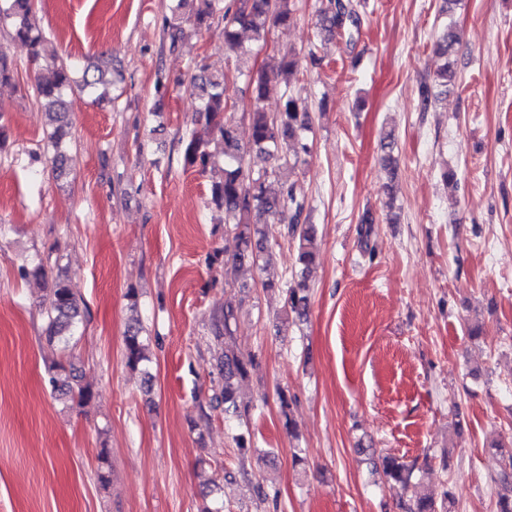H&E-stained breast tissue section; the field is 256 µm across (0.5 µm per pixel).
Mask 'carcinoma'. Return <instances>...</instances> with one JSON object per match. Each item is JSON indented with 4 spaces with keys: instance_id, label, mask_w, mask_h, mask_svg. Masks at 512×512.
I'll return each instance as SVG.
<instances>
[{
    "instance_id": "1",
    "label": "carcinoma",
    "mask_w": 512,
    "mask_h": 512,
    "mask_svg": "<svg viewBox=\"0 0 512 512\" xmlns=\"http://www.w3.org/2000/svg\"><path fill=\"white\" fill-rule=\"evenodd\" d=\"M188 0H176L171 7V17L165 19L164 33L170 48L175 50L183 39V29L177 22L180 10ZM194 20L197 27H207L217 17L224 20V50L241 58L247 50L241 41V32L251 34L254 42L267 43L270 28L286 27L293 22L294 0H193ZM361 4L355 0H328L318 15L317 29L320 41L329 42L338 35L353 38L361 25ZM35 0H0V22L12 26V38L25 45L30 62L44 70L35 81L33 91L37 101L43 104L51 129L50 143L53 148L52 169L56 177L68 170L70 157L62 148L70 130L65 95L77 89L94 98L100 104L106 101L99 89L112 85V61L103 58L89 59L75 67L61 59L46 34L33 22ZM459 32L450 22L438 32L434 43L435 53L445 59L436 73L438 85L446 87L455 74L448 72L446 59L455 52ZM301 59L289 49L281 53L279 65L272 72L242 71L232 76L228 73L215 75L203 73L198 81L201 105L197 124L200 130L192 131L185 146L184 160L203 173L211 172L210 204L224 212L225 230L237 233L238 249L224 256V263L234 267H254L267 255V243L277 234L297 241V260L300 265V281L293 287L288 283L267 281L264 288L285 294V311L299 318L307 316L310 307L308 280L318 255L317 231L305 214V194L297 181L292 179L295 170L306 163L310 153L305 133L311 131L312 120L302 106L301 97L293 92L300 81ZM18 67L10 55L0 49V83L16 79ZM244 78L249 95L248 118L250 123L249 146L241 144L233 114L238 109L237 85ZM282 82L291 89L278 112L270 114L264 108L269 85ZM222 145L224 167L212 165L211 142ZM255 151L273 161L269 169L254 171L247 156ZM278 182L280 189L272 191L271 183ZM46 320V338L69 347L73 327L80 317L77 299L68 285L57 279L40 305ZM237 311L231 305L217 311L212 323L216 339L224 341V356L219 364L221 386L213 392L210 407H224V414L245 421L249 407L238 402L236 382L247 376L253 360L245 357L237 346L231 324ZM144 328L134 322L128 325L124 336L123 357L132 371H140L149 377L148 338ZM50 382L62 396L81 406L92 397L89 387L80 384V375L74 367L58 364L52 367ZM503 461L504 475L512 478V436L501 438L493 444ZM380 468L394 483L407 492L412 487V475L416 463H405L390 454L381 457ZM452 494L444 490L435 493H413L400 504L404 512H451Z\"/></svg>"
}]
</instances>
